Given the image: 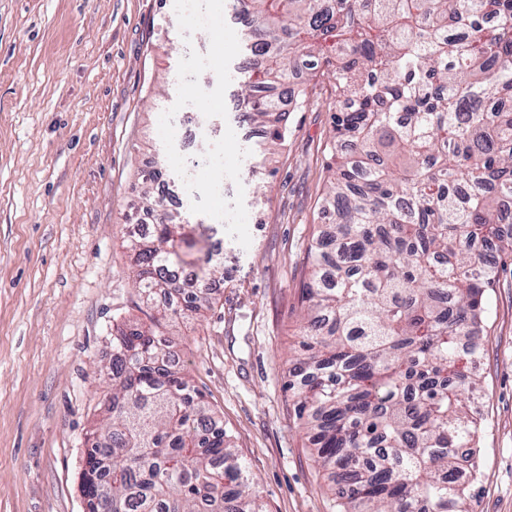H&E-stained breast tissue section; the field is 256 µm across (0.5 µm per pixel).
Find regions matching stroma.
I'll use <instances>...</instances> for the list:
<instances>
[{"mask_svg":"<svg viewBox=\"0 0 512 512\" xmlns=\"http://www.w3.org/2000/svg\"><path fill=\"white\" fill-rule=\"evenodd\" d=\"M184 38L174 0H0V512H87L84 437L110 387L113 321L145 323L122 244L139 213V170L167 169L184 200L186 270L222 248L226 277L211 311L181 323L170 349L224 422L266 512H337L330 472L311 459L286 385L307 254L331 174L325 85L288 115L271 163L240 124L238 62L226 118L206 119L191 155L233 128L249 247L212 233L169 172L158 133L177 96L178 63L205 52ZM477 396L482 418L472 512H512V265L487 296Z\"/></svg>","mask_w":512,"mask_h":512,"instance_id":"1","label":"stroma"}]
</instances>
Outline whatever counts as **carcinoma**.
Listing matches in <instances>:
<instances>
[{
    "mask_svg": "<svg viewBox=\"0 0 512 512\" xmlns=\"http://www.w3.org/2000/svg\"><path fill=\"white\" fill-rule=\"evenodd\" d=\"M250 55L238 119L287 137L264 87L331 83L333 178L319 208L336 234L309 248L305 309L288 383L336 473L339 512H470L469 403L478 327L512 204V0H248ZM154 222L127 240L150 323L112 328V396L86 435L88 512H264L230 436L162 342L211 306L218 264L174 278L184 219L148 199Z\"/></svg>",
    "mask_w": 512,
    "mask_h": 512,
    "instance_id": "carcinoma-1",
    "label": "carcinoma"
}]
</instances>
